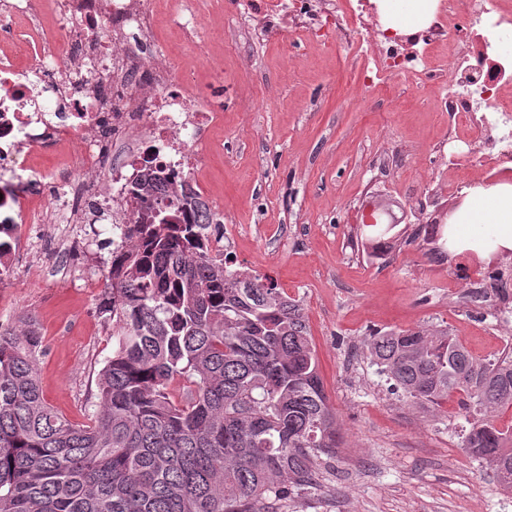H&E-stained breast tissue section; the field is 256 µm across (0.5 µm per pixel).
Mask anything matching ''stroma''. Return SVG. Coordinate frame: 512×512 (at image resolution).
Masks as SVG:
<instances>
[{
  "mask_svg": "<svg viewBox=\"0 0 512 512\" xmlns=\"http://www.w3.org/2000/svg\"><path fill=\"white\" fill-rule=\"evenodd\" d=\"M224 126L207 163L208 185L238 227L233 267L272 277L308 322L329 404L343 437L317 483L288 494L283 512H512V492L462 446L461 418L393 393L363 345L373 329L450 328L477 357L512 346V309L473 295L468 277L512 280V253L432 256L424 233L444 193L448 116L439 88L395 79L352 103L366 52L357 44L306 46L284 56L248 34L223 48ZM264 101L261 111L248 109ZM426 197L418 211L412 201ZM397 202L394 247L363 246V204ZM91 250L94 287L61 277L59 239L42 236L46 279L16 266L0 288V323L35 318L44 337L46 400L74 422L92 413L97 375L112 355V323L98 310L109 268L110 225Z\"/></svg>",
  "mask_w": 512,
  "mask_h": 512,
  "instance_id": "stroma-1",
  "label": "stroma"
}]
</instances>
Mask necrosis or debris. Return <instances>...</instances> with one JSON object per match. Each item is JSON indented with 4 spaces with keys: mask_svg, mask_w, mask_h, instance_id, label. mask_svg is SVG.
Returning <instances> with one entry per match:
<instances>
[{
    "mask_svg": "<svg viewBox=\"0 0 512 512\" xmlns=\"http://www.w3.org/2000/svg\"><path fill=\"white\" fill-rule=\"evenodd\" d=\"M158 0H0V214L20 228L131 224L128 189L145 170L160 190L178 186L190 222L214 211L202 174L224 125V70L202 30L213 12L222 40L247 25L258 40H279L295 24L302 41L368 45L355 95L363 99L403 74L447 75L437 111L454 121L452 169L487 168L512 179V0H433L421 28L405 34L380 22L371 0H168L172 21L193 44L182 66L157 50ZM467 49L439 50L450 32ZM211 80L201 83L200 69ZM58 165L37 168L43 152ZM73 196L64 211L50 188Z\"/></svg>",
    "mask_w": 512,
    "mask_h": 512,
    "instance_id": "1",
    "label": "necrosis or debris"
}]
</instances>
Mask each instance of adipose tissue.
Segmentation results:
<instances>
[{
  "label": "adipose tissue",
  "instance_id": "ef3b65f1",
  "mask_svg": "<svg viewBox=\"0 0 512 512\" xmlns=\"http://www.w3.org/2000/svg\"><path fill=\"white\" fill-rule=\"evenodd\" d=\"M483 224L491 227L490 236L479 234ZM450 233L456 243L468 249L489 243L512 251V185H472L465 205L453 217Z\"/></svg>",
  "mask_w": 512,
  "mask_h": 512
}]
</instances>
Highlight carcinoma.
<instances>
[{
    "label": "carcinoma",
    "mask_w": 512,
    "mask_h": 512,
    "mask_svg": "<svg viewBox=\"0 0 512 512\" xmlns=\"http://www.w3.org/2000/svg\"><path fill=\"white\" fill-rule=\"evenodd\" d=\"M129 190L143 252L111 257L100 314L112 358L96 411L74 424L44 398L33 318L0 323V512H280L336 454V416L300 305L273 281L230 272L181 191ZM364 346L413 402L457 396L463 447L512 489V353L474 356L441 330L376 331Z\"/></svg>",
    "instance_id": "carcinoma-1"
}]
</instances>
